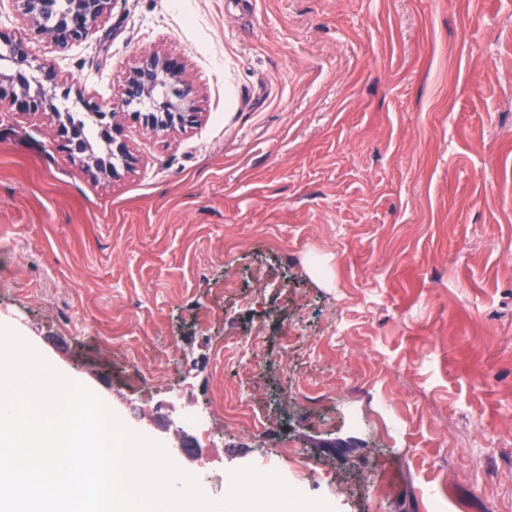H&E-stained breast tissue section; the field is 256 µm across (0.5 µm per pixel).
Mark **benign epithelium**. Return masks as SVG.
Returning <instances> with one entry per match:
<instances>
[{
	"label": "benign epithelium",
	"instance_id": "benign-epithelium-1",
	"mask_svg": "<svg viewBox=\"0 0 512 512\" xmlns=\"http://www.w3.org/2000/svg\"><path fill=\"white\" fill-rule=\"evenodd\" d=\"M112 0H17L22 14L30 23L31 33L46 38L58 49L85 38L108 12ZM29 35L0 32V58L13 62L14 68L0 70V99L9 98L20 112L55 110L56 83L53 69L43 63L32 65L28 51ZM182 62L165 53L154 52L141 57L132 69L125 88L126 98L145 101L149 110L141 118L151 129L171 130L194 124L198 109L191 89L182 79ZM83 109L97 118L103 134L110 139L113 156L123 167L134 163L127 142L121 137L124 112L105 109L88 99L81 100ZM56 136L63 149L84 162L86 168L102 175H117V167L100 168L96 149L85 144L81 124L71 122L58 126Z\"/></svg>",
	"mask_w": 512,
	"mask_h": 512
}]
</instances>
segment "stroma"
Masks as SVG:
<instances>
[{
	"label": "stroma",
	"instance_id": "1",
	"mask_svg": "<svg viewBox=\"0 0 512 512\" xmlns=\"http://www.w3.org/2000/svg\"><path fill=\"white\" fill-rule=\"evenodd\" d=\"M152 52L199 118L126 120L117 176L0 103V321L182 426L205 496L271 461L332 512H512V0H116L29 45L106 108Z\"/></svg>",
	"mask_w": 512,
	"mask_h": 512
}]
</instances>
